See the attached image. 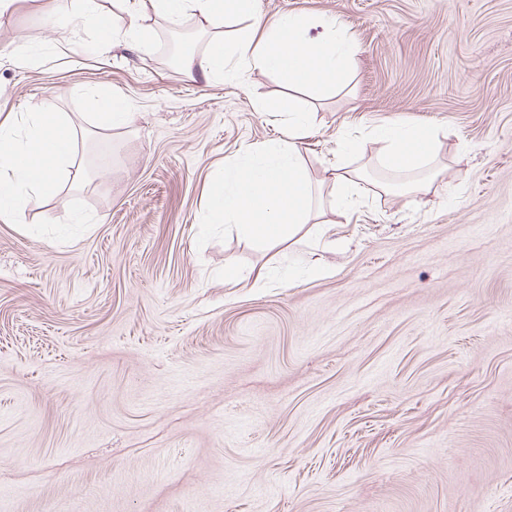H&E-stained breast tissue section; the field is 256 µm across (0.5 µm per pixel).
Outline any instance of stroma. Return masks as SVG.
Wrapping results in <instances>:
<instances>
[{"instance_id":"1","label":"stroma","mask_w":512,"mask_h":512,"mask_svg":"<svg viewBox=\"0 0 512 512\" xmlns=\"http://www.w3.org/2000/svg\"><path fill=\"white\" fill-rule=\"evenodd\" d=\"M48 5L0 15V120L91 135L81 185L0 221V512H512V0H259L356 46L347 91L297 93L312 181L362 175L336 248L197 244L213 171L284 135L278 75L192 83L173 24L105 49ZM386 123L442 133L429 192ZM88 105L93 109L103 111L96 112L100 121L99 129L112 130L122 128L129 125L132 121L133 114L128 112L127 103L121 97L113 96L112 99H104L91 94L88 97Z\"/></svg>"}]
</instances>
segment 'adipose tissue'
<instances>
[{"instance_id":"adipose-tissue-1","label":"adipose tissue","mask_w":512,"mask_h":512,"mask_svg":"<svg viewBox=\"0 0 512 512\" xmlns=\"http://www.w3.org/2000/svg\"><path fill=\"white\" fill-rule=\"evenodd\" d=\"M174 22L186 13L200 15L209 39L199 55L184 56L180 69L190 80L206 82L240 78L246 71L276 73L286 83L320 90L340 88L351 71L356 48L336 24L323 22V31L310 36L313 23L300 16L263 19L256 0H134L127 27L112 28L102 24L101 0H76L68 11L58 10L46 17L51 27L73 22H99L103 44L144 38L138 19L141 11ZM249 20L248 29L233 38H225L229 19ZM374 136L384 144L382 163L412 172L406 187L413 192L430 190L433 176H419V169L433 161L440 148L439 134L432 128H406L395 124L374 129ZM79 130L68 119L43 103L25 136H17L0 125V219H14L31 201L35 191L49 192L61 179H80L77 160Z\"/></svg>"}]
</instances>
